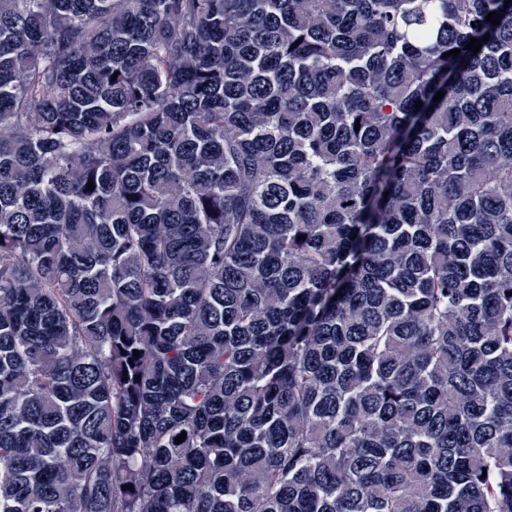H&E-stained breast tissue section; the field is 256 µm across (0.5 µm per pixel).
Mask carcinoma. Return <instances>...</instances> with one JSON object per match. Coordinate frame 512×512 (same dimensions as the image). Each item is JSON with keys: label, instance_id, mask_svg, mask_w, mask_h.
Listing matches in <instances>:
<instances>
[{"label": "carcinoma", "instance_id": "1", "mask_svg": "<svg viewBox=\"0 0 512 512\" xmlns=\"http://www.w3.org/2000/svg\"><path fill=\"white\" fill-rule=\"evenodd\" d=\"M0 512H512V2L0 0Z\"/></svg>", "mask_w": 512, "mask_h": 512}]
</instances>
